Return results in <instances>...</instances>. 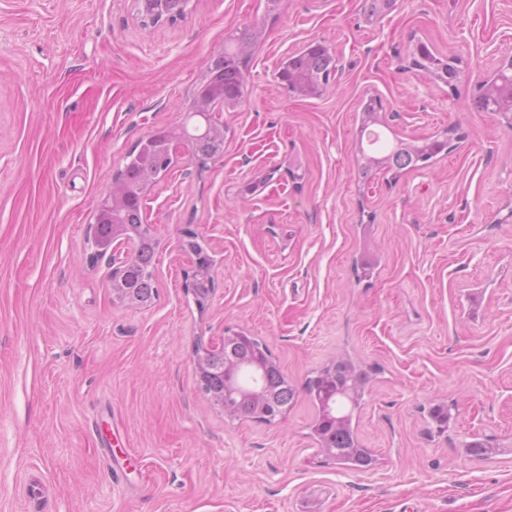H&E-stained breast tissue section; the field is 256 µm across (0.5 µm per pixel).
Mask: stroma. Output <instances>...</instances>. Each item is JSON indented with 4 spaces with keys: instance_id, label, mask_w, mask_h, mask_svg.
<instances>
[{
    "instance_id": "35a3bbf8",
    "label": "stroma",
    "mask_w": 512,
    "mask_h": 512,
    "mask_svg": "<svg viewBox=\"0 0 512 512\" xmlns=\"http://www.w3.org/2000/svg\"><path fill=\"white\" fill-rule=\"evenodd\" d=\"M192 2L146 28L135 0H0V512H512V128L473 104L512 54V0H396L371 25L362 0ZM256 21L245 95L214 112L223 156L182 152L144 198L158 296L114 306L97 206ZM312 42L336 55L331 87L290 96L281 63ZM419 42L455 59L453 85L412 67ZM369 97L388 130L447 149L359 184ZM187 230L214 260L202 309ZM229 330L296 387L283 417L233 420L200 391L193 351ZM340 357L370 376L363 471L312 434L306 382ZM477 434L502 454L467 456Z\"/></svg>"
}]
</instances>
